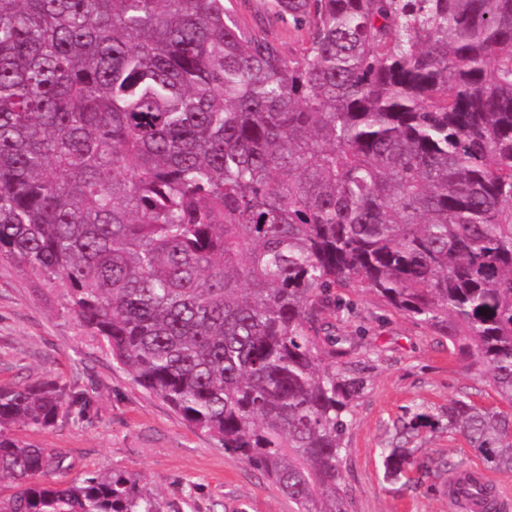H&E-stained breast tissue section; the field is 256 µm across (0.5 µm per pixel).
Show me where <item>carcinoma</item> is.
<instances>
[{"mask_svg": "<svg viewBox=\"0 0 512 512\" xmlns=\"http://www.w3.org/2000/svg\"><path fill=\"white\" fill-rule=\"evenodd\" d=\"M299 58L224 0H0V259L66 286L116 364L270 478L350 512L370 357L330 332L358 288L448 340L500 406L419 410L512 471V0H267ZM78 402L0 386V512H166L122 472L79 484L8 433Z\"/></svg>", "mask_w": 512, "mask_h": 512, "instance_id": "obj_1", "label": "carcinoma"}]
</instances>
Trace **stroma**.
I'll use <instances>...</instances> for the list:
<instances>
[{
  "mask_svg": "<svg viewBox=\"0 0 512 512\" xmlns=\"http://www.w3.org/2000/svg\"><path fill=\"white\" fill-rule=\"evenodd\" d=\"M264 0H232L238 22L299 56L305 30L269 18ZM336 331L359 337L381 355L369 391L357 407L343 477L353 512H448L447 472L426 468L431 458L474 463L478 457L447 429H424L414 463L401 481L385 479L381 452L395 423L416 408L444 415L448 403L468 393L495 403L481 377L463 369L448 343L396 313L373 294L340 292ZM55 383L87 400L72 405L55 427L12 426L24 441L65 452V483L93 472H125L169 504L172 512H293L278 486L223 442L189 425L164 401L140 387L81 325L62 283L40 284L17 264L0 260V385Z\"/></svg>",
  "mask_w": 512,
  "mask_h": 512,
  "instance_id": "obj_1",
  "label": "stroma"
}]
</instances>
